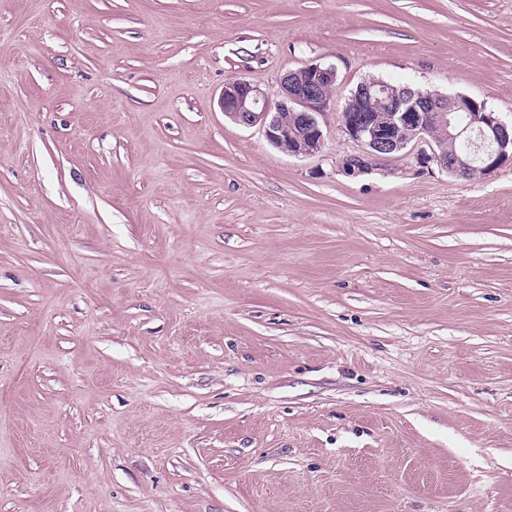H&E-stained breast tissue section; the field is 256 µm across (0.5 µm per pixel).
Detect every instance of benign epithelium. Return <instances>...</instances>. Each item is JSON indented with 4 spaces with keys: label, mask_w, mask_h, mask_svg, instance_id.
I'll list each match as a JSON object with an SVG mask.
<instances>
[{
    "label": "benign epithelium",
    "mask_w": 512,
    "mask_h": 512,
    "mask_svg": "<svg viewBox=\"0 0 512 512\" xmlns=\"http://www.w3.org/2000/svg\"><path fill=\"white\" fill-rule=\"evenodd\" d=\"M336 78L332 65L310 63L289 70L281 77V98L272 103L258 86L231 77L224 83L220 108L235 124L260 126L266 139L281 152L313 156L324 144L320 117L330 105ZM374 98L383 101L387 112L380 125L365 108ZM285 112L294 114L300 130L284 125ZM340 121L343 131L361 146V152L342 160V168L355 174L368 171L377 161L409 154V145L424 139L432 126L444 128L453 152L434 142L429 150L414 155L420 166L435 165L457 176L472 171L486 176L512 162V123L502 120L486 102L467 95L413 91L372 79L361 82L346 100Z\"/></svg>",
    "instance_id": "7a95c632"
}]
</instances>
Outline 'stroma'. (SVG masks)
<instances>
[{"instance_id":"1","label":"stroma","mask_w":512,"mask_h":512,"mask_svg":"<svg viewBox=\"0 0 512 512\" xmlns=\"http://www.w3.org/2000/svg\"><path fill=\"white\" fill-rule=\"evenodd\" d=\"M371 78L511 121L512 0H0V512H512V165L347 174ZM336 78L332 65L310 63L289 70L281 77V98L272 103L258 86L231 77L224 83L220 108L235 124L259 125L266 139L288 156H313L324 144L320 117L330 105ZM283 112H293L301 132L284 125Z\"/></svg>"}]
</instances>
